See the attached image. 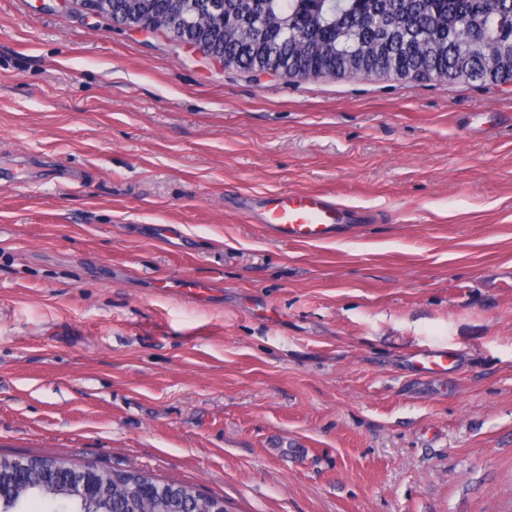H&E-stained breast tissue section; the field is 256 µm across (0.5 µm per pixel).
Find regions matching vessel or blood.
<instances>
[{
    "mask_svg": "<svg viewBox=\"0 0 512 512\" xmlns=\"http://www.w3.org/2000/svg\"><path fill=\"white\" fill-rule=\"evenodd\" d=\"M262 202L259 220L265 233L278 241H332L342 225L359 218L354 210L338 206L321 193L281 192L263 197Z\"/></svg>",
    "mask_w": 512,
    "mask_h": 512,
    "instance_id": "b4317fda",
    "label": "vessel or blood"
}]
</instances>
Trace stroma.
<instances>
[{"mask_svg":"<svg viewBox=\"0 0 512 512\" xmlns=\"http://www.w3.org/2000/svg\"><path fill=\"white\" fill-rule=\"evenodd\" d=\"M80 2L0 0V454L512 512V88L256 75ZM293 190L373 219L279 243L233 201Z\"/></svg>","mask_w":512,"mask_h":512,"instance_id":"35a3bbf8","label":"stroma"}]
</instances>
